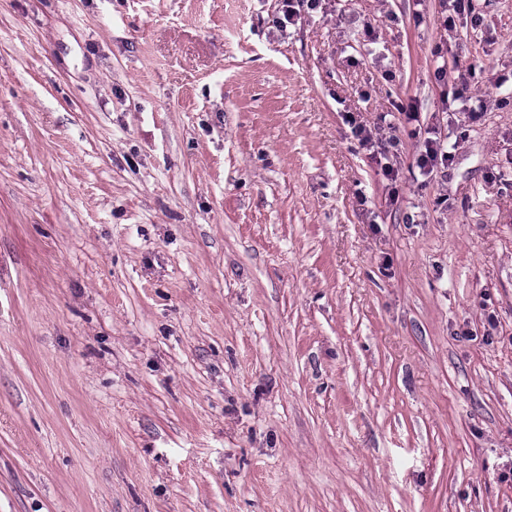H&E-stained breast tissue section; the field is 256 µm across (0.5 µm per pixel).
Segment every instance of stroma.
Returning a JSON list of instances; mask_svg holds the SVG:
<instances>
[{
    "label": "stroma",
    "mask_w": 512,
    "mask_h": 512,
    "mask_svg": "<svg viewBox=\"0 0 512 512\" xmlns=\"http://www.w3.org/2000/svg\"><path fill=\"white\" fill-rule=\"evenodd\" d=\"M293 6L0 0V512H512V0ZM422 150L419 158V166L422 169L427 168L428 172H432L434 168L442 166L448 167L451 161V155L445 150L443 143L438 138L426 137L422 143Z\"/></svg>",
    "instance_id": "obj_1"
}]
</instances>
